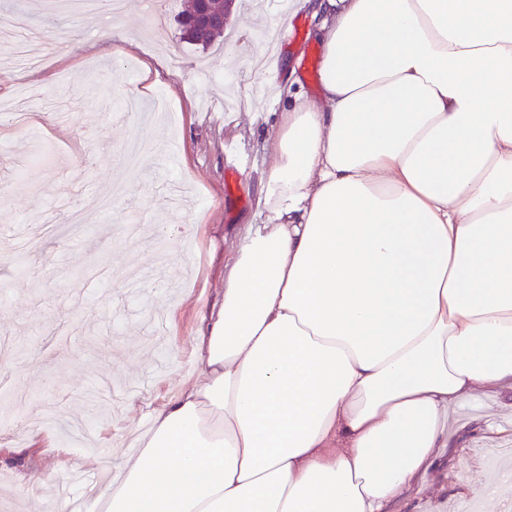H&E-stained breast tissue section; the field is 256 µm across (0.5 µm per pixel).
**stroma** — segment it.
<instances>
[{
  "label": "stroma",
  "mask_w": 512,
  "mask_h": 512,
  "mask_svg": "<svg viewBox=\"0 0 512 512\" xmlns=\"http://www.w3.org/2000/svg\"><path fill=\"white\" fill-rule=\"evenodd\" d=\"M188 0H127L121 17L71 14L49 0L18 5L57 47L39 73L45 135L69 163L44 167L39 188L17 189L35 143L26 126L0 123V448L39 438V465L0 462V512H50L60 479L58 449L118 461L131 429L196 370L192 337L218 299L221 272L241 225L259 222L270 163L268 139L282 103L232 40L251 28L254 0H237L209 48L184 41ZM278 59L316 98L308 66L319 56L311 5ZM150 79H143L144 64ZM149 132L176 144V168L159 156L123 173L115 148ZM166 319L156 334L153 313ZM448 446L390 512H453L487 476L486 448L512 447V389L475 392L455 413Z\"/></svg>",
  "instance_id": "stroma-1"
}]
</instances>
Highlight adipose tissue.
I'll use <instances>...</instances> for the list:
<instances>
[{
	"label": "adipose tissue",
	"mask_w": 512,
	"mask_h": 512,
	"mask_svg": "<svg viewBox=\"0 0 512 512\" xmlns=\"http://www.w3.org/2000/svg\"><path fill=\"white\" fill-rule=\"evenodd\" d=\"M319 95L86 512H388L450 409L512 388V0H316Z\"/></svg>",
	"instance_id": "ef3b65f1"
}]
</instances>
